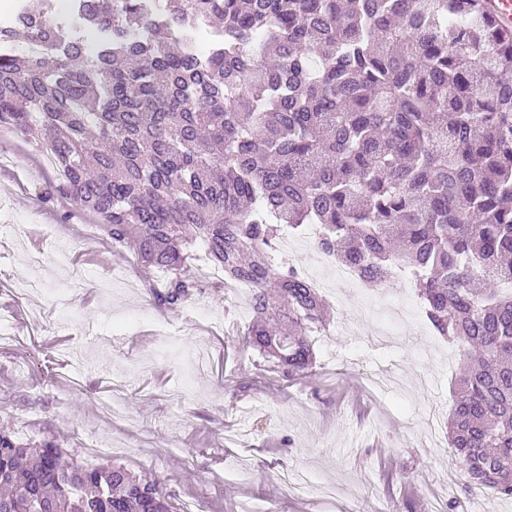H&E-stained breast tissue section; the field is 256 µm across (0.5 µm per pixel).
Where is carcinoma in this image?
I'll list each match as a JSON object with an SVG mask.
<instances>
[{
    "mask_svg": "<svg viewBox=\"0 0 512 512\" xmlns=\"http://www.w3.org/2000/svg\"><path fill=\"white\" fill-rule=\"evenodd\" d=\"M16 0L0 18V128L44 147L112 246L172 271L200 244L253 285L245 343L287 379L328 304L275 261L321 230L368 284L406 273L462 351L448 447L512 499V36L475 0ZM99 41L89 48L84 32ZM24 34L39 55L15 54ZM0 430V512H175L122 466Z\"/></svg>",
    "mask_w": 512,
    "mask_h": 512,
    "instance_id": "1",
    "label": "carcinoma"
}]
</instances>
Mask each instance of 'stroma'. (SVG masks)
Returning <instances> with one entry per match:
<instances>
[{
	"label": "stroma",
	"mask_w": 512,
	"mask_h": 512,
	"mask_svg": "<svg viewBox=\"0 0 512 512\" xmlns=\"http://www.w3.org/2000/svg\"><path fill=\"white\" fill-rule=\"evenodd\" d=\"M56 182L38 145L0 131V428L151 474L179 512L506 508L468 493L448 449L459 352L399 270L330 304L312 374L290 381L243 343L249 302L203 248L191 296L158 306L147 286L170 272L113 249Z\"/></svg>",
	"instance_id": "35a3bbf8"
}]
</instances>
